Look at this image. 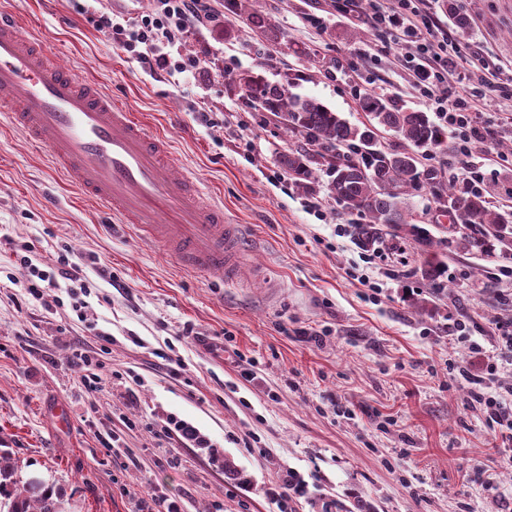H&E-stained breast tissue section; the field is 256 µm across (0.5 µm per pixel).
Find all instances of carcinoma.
<instances>
[{"mask_svg": "<svg viewBox=\"0 0 512 512\" xmlns=\"http://www.w3.org/2000/svg\"><path fill=\"white\" fill-rule=\"evenodd\" d=\"M224 9L237 15L248 14L254 28L265 41L279 44L283 33L272 18L254 8V0H226ZM251 105L281 120L286 130L322 145L331 155L326 159L330 195L349 213L362 215L366 222L355 225V236L365 248L381 242L383 228L393 232L409 229L419 245H431L427 233L414 222L408 196L433 182V169L417 166L416 151L438 147L447 140L446 131L426 112L404 111L384 98L366 93L359 101L369 124L349 123L315 98L294 97L282 84L264 76L242 72L229 77ZM395 133L410 147L408 151H378L368 143L377 130ZM341 147L362 152V161L348 160L337 153ZM280 163L297 187L308 189L316 179L315 157L306 151L291 150L280 156ZM446 208L456 224L470 231L469 245L484 252L498 242L512 240V215L492 209L480 194L448 189ZM7 512H67L62 489L45 481L33 485L23 478L22 467L7 450L0 449V499Z\"/></svg>", "mask_w": 512, "mask_h": 512, "instance_id": "carcinoma-1", "label": "carcinoma"}]
</instances>
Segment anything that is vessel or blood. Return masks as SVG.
Instances as JSON below:
<instances>
[{
    "instance_id": "vessel-or-blood-1",
    "label": "vessel or blood",
    "mask_w": 512,
    "mask_h": 512,
    "mask_svg": "<svg viewBox=\"0 0 512 512\" xmlns=\"http://www.w3.org/2000/svg\"><path fill=\"white\" fill-rule=\"evenodd\" d=\"M47 151L62 175L121 223L175 255L189 271H220L236 284L244 265L240 225L170 142L63 68L47 47L0 19V117Z\"/></svg>"
}]
</instances>
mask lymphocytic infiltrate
Returning <instances> with one entry per match:
<instances>
[{"label":"lymphocytic infiltrate","mask_w":512,"mask_h":512,"mask_svg":"<svg viewBox=\"0 0 512 512\" xmlns=\"http://www.w3.org/2000/svg\"><path fill=\"white\" fill-rule=\"evenodd\" d=\"M359 2L336 0V8L352 16L364 14L382 46H407L402 60L415 91L432 109L439 124L450 130L453 149L465 161V189L487 194L485 174L469 160L471 144L482 136L477 124L480 107L492 106L496 93L512 96V82L503 81L488 64L474 66L472 56L423 9V0H367L368 9L364 12L360 11ZM221 6V0H154L152 10L132 23L110 10H101L96 26L130 54L145 73L192 75L199 70V63L173 57L170 51L183 48L197 28L218 22ZM87 281L82 264L62 253L49 269L30 266L26 286L29 294L40 300L44 286H83ZM451 332L467 342L472 355L471 362L460 371L470 385L467 406L484 417L494 431L503 460L512 462V387H493L499 371L512 365V323L497 325L484 345L471 340L463 321H453Z\"/></svg>","instance_id":"lymphocytic-infiltrate-1"}]
</instances>
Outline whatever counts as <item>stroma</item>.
Returning a JSON list of instances; mask_svg holds the SVG:
<instances>
[{"label": "stroma", "instance_id": "1", "mask_svg": "<svg viewBox=\"0 0 512 512\" xmlns=\"http://www.w3.org/2000/svg\"><path fill=\"white\" fill-rule=\"evenodd\" d=\"M258 6L281 43L225 16L190 36L186 51L204 71L192 81L145 74L74 0H0L24 35L171 142L243 225L248 260L234 288L223 274L188 272L100 211L21 132L0 128V448L23 460L25 475L60 487L71 512H140L149 489L181 512H279L270 492L290 468L308 484L295 512H322L327 501L336 512H459L463 502L495 512L493 492L512 496V465L468 410L467 383L448 374L468 354L449 340L447 322H471L475 337L512 322V305L498 299L512 287L502 273L512 244L489 256L467 246L465 229L438 204L439 187L428 185L409 205L444 266L440 286L408 239L395 257L385 236L381 258L364 263L353 229L361 217L330 196L326 173L309 192L279 178L281 154L304 148L305 138L256 110L227 76L261 74L359 126L367 116L355 86L403 109L425 105L394 53L372 47L364 19L336 12L331 0ZM452 7L468 17L466 30L451 25ZM317 8L324 23L314 27L304 17ZM428 9L501 79L512 78V0H430ZM202 101L212 124L196 119ZM479 121L484 137L472 159L493 185V206L511 211L512 167L499 158L512 153V100L483 109ZM315 199L322 212L310 208ZM23 243L37 266L61 244L87 261L82 314L95 331L71 307L26 294L28 272L13 252ZM103 266L115 283L99 278ZM361 274L383 279L378 302L364 298ZM187 323L195 336L179 338ZM79 346L99 361L97 391L80 382ZM164 351L183 361L179 377ZM172 417L206 447L158 438Z\"/></svg>", "mask_w": 512, "mask_h": 512}]
</instances>
